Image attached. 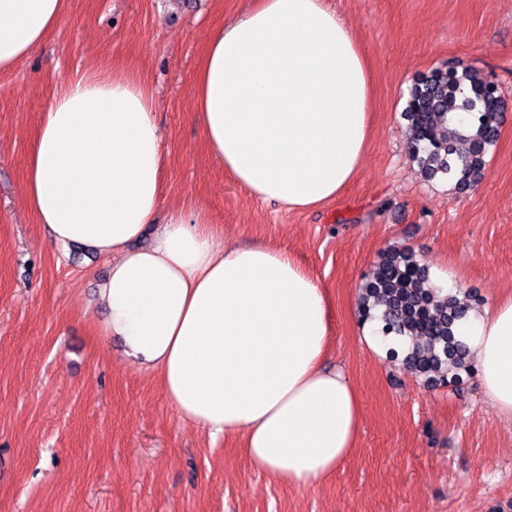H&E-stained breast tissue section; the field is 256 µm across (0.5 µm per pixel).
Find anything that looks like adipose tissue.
Masks as SVG:
<instances>
[{
	"label": "adipose tissue",
	"instance_id": "obj_1",
	"mask_svg": "<svg viewBox=\"0 0 512 512\" xmlns=\"http://www.w3.org/2000/svg\"><path fill=\"white\" fill-rule=\"evenodd\" d=\"M65 0H0V72L36 55ZM372 75L349 22L327 0H253L212 30L193 112L207 150L256 199L308 210L339 197L369 145ZM166 154L155 96L134 70L62 80L40 121L26 203L55 245L111 261L102 339L156 373L179 415L217 438L244 433L250 463L311 487L352 454L362 410L327 365L330 301L286 253L225 247L195 210L159 217ZM153 243L136 247L147 225ZM478 387L512 418V296L454 329Z\"/></svg>",
	"mask_w": 512,
	"mask_h": 512
}]
</instances>
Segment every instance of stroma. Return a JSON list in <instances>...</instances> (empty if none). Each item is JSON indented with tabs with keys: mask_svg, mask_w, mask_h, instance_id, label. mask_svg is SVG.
Wrapping results in <instances>:
<instances>
[{
	"mask_svg": "<svg viewBox=\"0 0 512 512\" xmlns=\"http://www.w3.org/2000/svg\"><path fill=\"white\" fill-rule=\"evenodd\" d=\"M251 0H66L40 53L0 73V512H512V420L475 377L427 385L362 345L359 287L412 249L480 308L512 292V0H331L367 52L374 99L363 166L336 200L291 211L253 198L208 152L191 112L214 28ZM477 69L504 100L484 179L425 180L404 109L436 68ZM125 67L156 94L161 210L190 206L224 244L287 252L332 303L330 362L357 388V447L312 487L271 480L239 435L183 420L157 376L94 331L110 262L60 252L25 201L26 164L57 83Z\"/></svg>",
	"mask_w": 512,
	"mask_h": 512,
	"instance_id": "stroma-1",
	"label": "stroma"
}]
</instances>
